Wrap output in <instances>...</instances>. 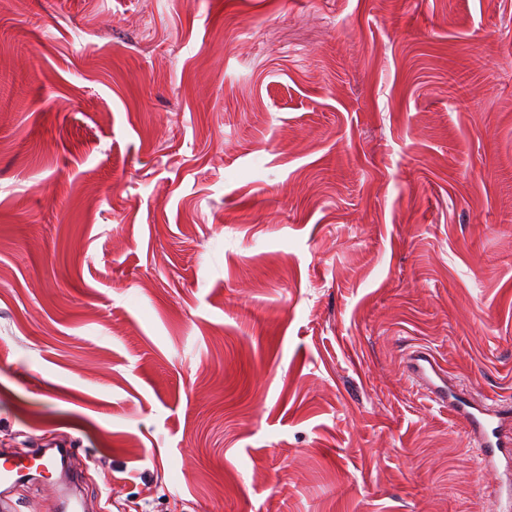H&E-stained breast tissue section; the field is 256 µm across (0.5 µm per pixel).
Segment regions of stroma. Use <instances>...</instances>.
I'll return each mask as SVG.
<instances>
[{
    "mask_svg": "<svg viewBox=\"0 0 512 512\" xmlns=\"http://www.w3.org/2000/svg\"><path fill=\"white\" fill-rule=\"evenodd\" d=\"M416 347L512 401V0H0V448L108 512H490ZM55 441L56 440L54 438L43 439L41 446L46 448H33L32 453L39 456V460L41 461L40 466L43 471L49 472L50 470H59V478L49 483V485L54 488L61 485L62 497L60 496L57 498L54 510L62 512H79L84 510L81 494L64 491L63 487V485H69L75 489H79L77 477H75L69 470V460L75 454L74 448H72L73 445L71 443L58 445Z\"/></svg>",
    "mask_w": 512,
    "mask_h": 512,
    "instance_id": "35a3bbf8",
    "label": "stroma"
}]
</instances>
